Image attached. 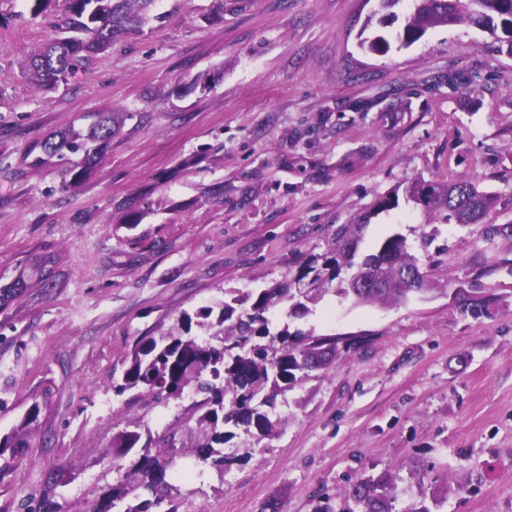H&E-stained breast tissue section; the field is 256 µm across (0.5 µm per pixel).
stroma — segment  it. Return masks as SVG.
Masks as SVG:
<instances>
[{"instance_id": "1", "label": "stroma", "mask_w": 512, "mask_h": 512, "mask_svg": "<svg viewBox=\"0 0 512 512\" xmlns=\"http://www.w3.org/2000/svg\"><path fill=\"white\" fill-rule=\"evenodd\" d=\"M66 0L31 17L0 0V438L41 404L29 448L0 469V512H92L128 460L113 436L136 422L172 434L166 479L179 512H318L386 472L404 502L431 467L438 512H512V245L437 224L420 265L436 291L379 307L329 295L293 329L365 344L288 391L283 424L223 472L190 451L193 397L116 394L144 336L224 291L268 288L369 216L360 245L416 240L426 217L380 200L414 178L495 195L485 223L512 221V54L467 25L439 26L384 54L360 49L377 0H161L167 17L84 62L69 87L35 90L22 62L55 37ZM204 78L208 89L175 95ZM126 113L79 188L59 189L27 147ZM57 258L52 285L30 259ZM477 289L488 310L463 311Z\"/></svg>"}]
</instances>
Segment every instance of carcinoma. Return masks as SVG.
<instances>
[{"label": "carcinoma", "mask_w": 512, "mask_h": 512, "mask_svg": "<svg viewBox=\"0 0 512 512\" xmlns=\"http://www.w3.org/2000/svg\"><path fill=\"white\" fill-rule=\"evenodd\" d=\"M158 0H68L69 21L63 35L44 44L22 63V72L44 91L68 85L78 65L106 53L117 40L142 31L143 26L165 19L153 13ZM403 0H380L384 15L380 24L400 23L395 39L407 47L429 29L443 25L477 27L507 46L512 53V0H411L402 15L394 11ZM360 47L374 53L390 48L383 35L366 37ZM87 124L53 132L28 147L29 166L38 168L50 158L65 161L60 171V190L80 186L94 171L119 128L117 112L84 116ZM407 201L442 221L478 224L493 206L495 196L474 183L426 181L417 178L404 188ZM368 226L363 217L336 227L328 248L302 263L288 279L258 292L229 289L216 306L184 312L166 334L141 339L135 345L116 391H136L157 401L179 399L190 390L201 396L197 404L195 445L203 461L229 469L237 458L224 447L242 429L256 440L275 432L278 398L284 396L314 370L326 369L343 354L354 351L366 337L318 335L314 331H290V323L313 314L329 293L355 305L389 306L407 302L432 286L419 267V258L400 233L378 241L363 262L377 266L382 288H352L343 273L357 264L359 244ZM485 239L512 240V221L479 229ZM35 273L42 281L54 277L55 258L50 253L35 258ZM416 273L419 287H406L405 276ZM40 406L28 414L14 432L0 441V457L11 451L16 458L28 447L30 426ZM139 425L112 438V447L146 451L154 465L135 462L125 478L102 497L95 512H178L166 482V468L173 464L174 438L161 444L142 440ZM399 494L390 473L368 476L351 485L340 512H432L426 497L397 510Z\"/></svg>", "instance_id": "carcinoma-1"}]
</instances>
